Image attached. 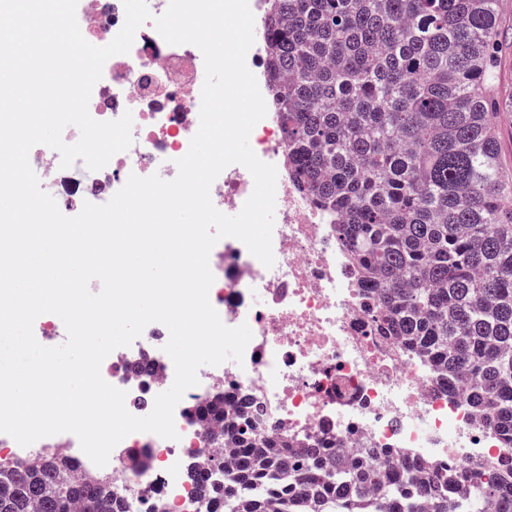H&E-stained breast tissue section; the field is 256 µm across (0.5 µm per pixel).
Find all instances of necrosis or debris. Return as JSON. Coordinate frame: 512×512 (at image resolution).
<instances>
[{
	"mask_svg": "<svg viewBox=\"0 0 512 512\" xmlns=\"http://www.w3.org/2000/svg\"><path fill=\"white\" fill-rule=\"evenodd\" d=\"M78 24L93 45L108 44L122 28V0H78ZM204 59L194 45L167 44L153 24L141 26L128 54L110 58L94 86L90 115L99 121L133 115V145L115 154L101 170H88L83 160L60 166L57 151L34 146L32 167L41 172L45 189L55 192L64 213H79L84 202L103 204L129 175L160 174L170 180L176 167L158 170L156 160L178 159L190 147L199 127ZM264 162L277 169L273 267H265L239 240L209 257L214 282L209 290L222 322L252 325L243 363L233 361L199 370V383L188 389L174 410L177 439L136 432L110 454L105 470L128 512H146L157 504L162 512H200L199 497L183 469L185 456L201 459L214 449L187 411L215 390L226 404L253 399L260 407L257 434H285L298 443H318L328 450L401 448L415 459L446 468L478 471L505 455L501 437L477 425L459 392L446 378L400 343L382 335L373 309L353 288L345 260L336 246V228L328 224L308 198L288 179L287 146L274 114L251 132ZM254 181L242 165L225 168L210 196L219 209L241 211ZM158 324H149L143 339L116 351L106 380L127 393L131 414L152 409L156 395L173 383L172 369L158 346ZM73 459L79 470L92 461L77 440L45 437L30 446L0 447V462L32 465L45 446ZM144 448L153 464L145 475L132 476L126 451ZM224 512L223 502L206 506Z\"/></svg>",
	"mask_w": 512,
	"mask_h": 512,
	"instance_id": "4bbe7bcc",
	"label": "necrosis or debris"
}]
</instances>
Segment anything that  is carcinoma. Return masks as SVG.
Listing matches in <instances>:
<instances>
[{
  "label": "carcinoma",
  "instance_id": "carcinoma-1",
  "mask_svg": "<svg viewBox=\"0 0 512 512\" xmlns=\"http://www.w3.org/2000/svg\"><path fill=\"white\" fill-rule=\"evenodd\" d=\"M499 0H267L269 104L287 174L334 217L355 287L377 325L464 389L474 421L512 450V174L495 119L506 41ZM214 444L237 448L213 482L186 464L199 497L229 512H512V457L485 479L398 452L343 456L253 433L258 408L224 391L193 406ZM0 512H126L112 478L53 449L0 470Z\"/></svg>",
  "mask_w": 512,
  "mask_h": 512
}]
</instances>
